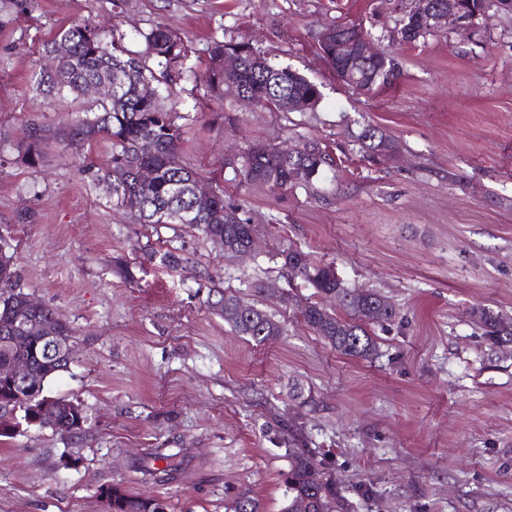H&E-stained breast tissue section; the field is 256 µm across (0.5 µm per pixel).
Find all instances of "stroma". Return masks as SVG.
Returning <instances> with one entry per match:
<instances>
[{
  "label": "stroma",
  "instance_id": "obj_1",
  "mask_svg": "<svg viewBox=\"0 0 512 512\" xmlns=\"http://www.w3.org/2000/svg\"><path fill=\"white\" fill-rule=\"evenodd\" d=\"M397 0H37L0 26V227L27 292L77 337L48 395L82 403L75 436L23 426L0 437V512H106L112 484L162 499L166 512H225L247 491L281 512L288 431L327 451L355 512H512V346L490 345L470 316L512 318V10L487 0L468 29L401 43ZM117 25L128 49L164 21L205 59L211 38L248 40L320 85L308 112H269L226 98L201 107L193 76L175 92L180 157L224 176V202L256 226L250 257H226L185 224H138L99 179L109 141L50 144L40 166L15 149L29 122L53 128L69 101L34 82L57 29ZM355 23L392 50L401 76L360 93L317 51L323 29ZM379 127L390 160L356 139ZM316 139L341 159L306 189L271 193L225 163L254 141ZM23 213L33 222H20ZM296 246L334 263L352 286L395 306L373 325V361L344 357L302 320L312 288L282 267ZM175 251V270L149 257ZM221 290L283 326L257 346L211 308ZM293 296L284 304L283 296ZM174 455L172 479L142 466Z\"/></svg>",
  "mask_w": 512,
  "mask_h": 512
}]
</instances>
